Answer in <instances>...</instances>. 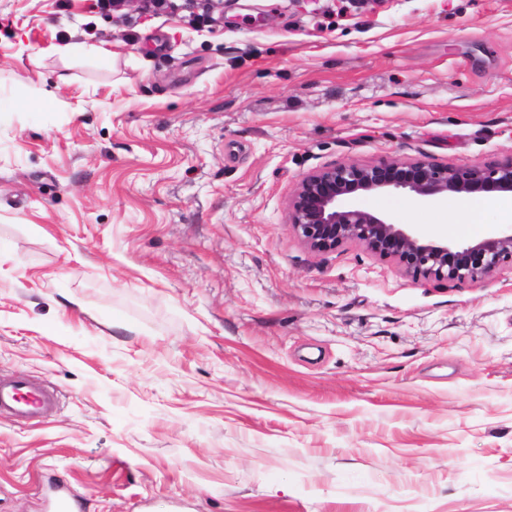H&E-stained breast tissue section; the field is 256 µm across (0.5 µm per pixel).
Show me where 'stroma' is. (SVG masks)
Instances as JSON below:
<instances>
[{
    "label": "stroma",
    "mask_w": 512,
    "mask_h": 512,
    "mask_svg": "<svg viewBox=\"0 0 512 512\" xmlns=\"http://www.w3.org/2000/svg\"><path fill=\"white\" fill-rule=\"evenodd\" d=\"M0 99V377L57 391L0 512H512V266L288 222L318 168L511 157L512 0H0Z\"/></svg>",
    "instance_id": "1"
}]
</instances>
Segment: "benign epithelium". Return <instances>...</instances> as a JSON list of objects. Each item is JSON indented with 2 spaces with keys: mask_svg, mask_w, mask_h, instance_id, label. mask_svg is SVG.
I'll return each mask as SVG.
<instances>
[{
  "mask_svg": "<svg viewBox=\"0 0 512 512\" xmlns=\"http://www.w3.org/2000/svg\"><path fill=\"white\" fill-rule=\"evenodd\" d=\"M104 2L117 11L134 5L147 10L166 0ZM400 193L444 203L475 193L512 194V157L483 165H450L421 156L322 167L296 185L288 202V220L312 251L329 252L345 242H355L395 259L416 279L478 280L501 264L512 263V225L497 236L452 246L393 224L382 212L346 204L353 196Z\"/></svg>",
  "mask_w": 512,
  "mask_h": 512,
  "instance_id": "7a95c632",
  "label": "benign epithelium"
}]
</instances>
